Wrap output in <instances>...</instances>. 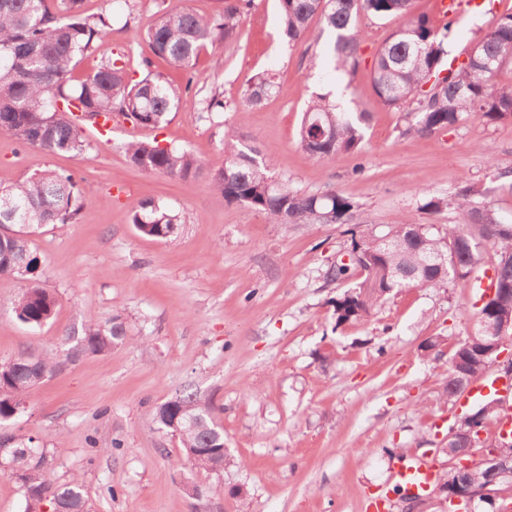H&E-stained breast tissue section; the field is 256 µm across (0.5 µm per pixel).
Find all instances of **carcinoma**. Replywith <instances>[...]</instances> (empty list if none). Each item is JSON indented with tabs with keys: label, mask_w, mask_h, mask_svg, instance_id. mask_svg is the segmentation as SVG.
Returning <instances> with one entry per match:
<instances>
[{
	"label": "carcinoma",
	"mask_w": 512,
	"mask_h": 512,
	"mask_svg": "<svg viewBox=\"0 0 512 512\" xmlns=\"http://www.w3.org/2000/svg\"><path fill=\"white\" fill-rule=\"evenodd\" d=\"M251 0H224L213 16L200 15L186 6L157 3V19L147 31L155 55L173 70L186 75L183 85L165 76L147 72L139 79L126 69L122 57L102 55L99 66L81 80L72 82L77 62L97 52L111 37L117 19L109 14L87 15L83 0H0V134L21 145L47 154H83L85 127L103 134L107 123L119 116L139 127L157 128L183 97H200L201 111L216 112L224 103L213 93L193 87L192 69L208 49L232 40ZM280 26L288 42L304 36L313 18H319L337 34L334 50L339 67L354 73L361 64L358 42L351 33L362 13L374 18H401L393 32L372 57L371 87L378 105L404 109L413 117L406 132L431 135L460 124L475 114L488 125L512 122V85L498 86L495 77L512 57V12L502 14L485 38L458 56L449 57L445 41L438 38L439 25L427 14L413 10V0H278ZM492 65H486L487 61ZM276 78L258 75L244 91V102L255 106L279 92ZM104 125H99L98 117ZM367 112H339L326 97L312 98L303 114L298 142L316 160L339 153L358 152L364 140ZM124 150L136 167L183 180L203 169L194 153L162 146L157 140H132ZM273 164L240 142L232 126L224 127V159L211 168V183L229 203L250 207L273 224H348V262L330 266L326 279L343 283L351 270H362L372 279L364 292L349 287L333 305L336 326L360 322L398 288H429L447 292L448 285L468 279L482 264L483 247L496 253L492 264L496 288L508 293L492 306L478 308V321L492 323L512 317V220H505L487 202L485 190L465 183L455 198L427 194L420 209L438 211L455 205L459 222L446 227L403 221L382 230L361 229L359 205L335 191L321 193L293 189L286 182L272 185ZM92 189L75 174L45 169L0 189V224H30L15 235L0 239V276L13 275L27 286L12 302L16 318L40 327L55 314L57 299L40 281L39 259L31 236L46 224H66L78 219L90 203ZM132 223L144 237L167 239L184 223L183 216L166 204L149 200L134 208ZM442 254L447 264L421 262ZM120 338V326L106 330L85 326L82 337L58 358L21 355L0 364V422L15 415L19 402L49 374L66 362L91 354H110ZM489 340L475 334L461 340L455 352L463 363L449 360L446 396L455 399L459 370L473 376L486 371ZM155 422L168 433L178 432L183 450L197 449L188 457L197 467L219 472L224 469L223 430L209 407L194 392H184L156 407ZM18 473L27 498L47 500L60 512H85L82 486L72 482L51 489L45 475L47 451L33 439L15 446Z\"/></svg>",
	"instance_id": "1"
}]
</instances>
